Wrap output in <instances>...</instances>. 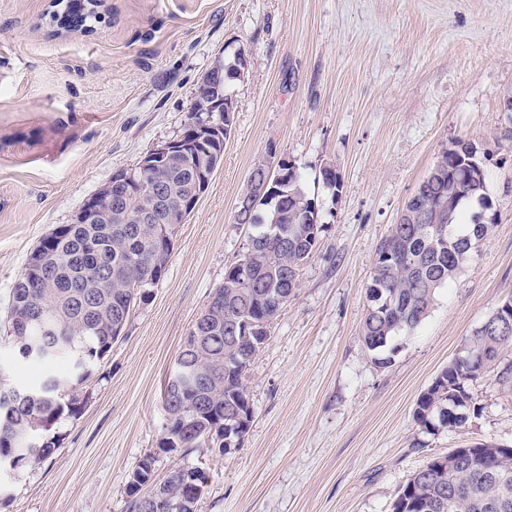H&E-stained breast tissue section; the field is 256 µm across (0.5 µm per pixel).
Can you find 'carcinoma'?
Instances as JSON below:
<instances>
[{
  "label": "carcinoma",
  "instance_id": "obj_1",
  "mask_svg": "<svg viewBox=\"0 0 512 512\" xmlns=\"http://www.w3.org/2000/svg\"><path fill=\"white\" fill-rule=\"evenodd\" d=\"M185 139L188 155L153 169L134 187L129 200L133 213L161 214L150 199L158 183L178 193L193 182L202 165L209 166V177L218 169L224 137L214 134L203 140L189 125ZM486 177L478 148L458 140L441 151L412 194L407 215L392 225L376 250L367 286L370 304L360 329L369 351L384 352L394 336L418 326L433 308L437 290L469 260L474 241L488 234L491 225L485 216L493 209V200ZM467 216L472 233H456L454 226ZM236 220L255 228V253L242 256L225 271L223 317L206 326L192 325L176 355L164 405L180 394L193 404V419L169 423L166 439L174 450L204 447L200 432L213 425L227 431L229 442L223 447L214 443L209 449L224 453L241 444L251 422L243 370L268 339V332L254 328L280 315L325 230L297 166L285 169L271 205L238 213ZM157 227L154 220L140 219L129 224H64L45 236L36 249L45 255L46 271L56 276L61 288L48 293L36 287L38 272L25 266L6 310L28 317L25 328L7 333L16 355L22 359L31 351L37 363H57L72 385L85 383L117 339L112 323L134 308L127 292L129 280H146L166 269L172 247L158 244ZM43 308L54 312V320L37 318ZM192 336L201 337L204 347L190 345ZM468 341L480 352L478 362H452L417 400L415 419L428 431L465 426L470 413L478 410L470 392L477 379L491 373L500 385L512 389V363L502 360L512 349V334L504 337L481 326ZM64 392L55 373L29 387L0 384V463L12 460L20 469L53 454L58 440L48 431L62 416H76L82 409L79 399L67 401ZM484 448L485 456L475 464L448 472L443 494L425 481L439 464L436 458L430 460L398 491L393 512H512V455L498 453L492 445ZM151 463L146 456L133 468V493L125 512H168L169 502L182 494L186 481L193 477L204 483L197 468L180 467L156 484Z\"/></svg>",
  "mask_w": 512,
  "mask_h": 512
}]
</instances>
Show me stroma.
<instances>
[{
    "mask_svg": "<svg viewBox=\"0 0 512 512\" xmlns=\"http://www.w3.org/2000/svg\"><path fill=\"white\" fill-rule=\"evenodd\" d=\"M51 0H0V321L27 258L113 173L180 137L213 61L245 50L224 159L167 270L58 420L53 454L1 473L0 512H123L143 457L164 481L207 472L197 512H392L430 458L512 447V390L487 376L465 427L428 432L420 394L512 296V0H105L64 32ZM487 149L496 215L428 317L375 364L360 339L379 242L441 151ZM295 163L325 230L246 373L240 447L160 446L165 383L252 230L236 206L256 164ZM334 167L342 183L322 182Z\"/></svg>",
    "mask_w": 512,
    "mask_h": 512,
    "instance_id": "obj_1",
    "label": "stroma"
}]
</instances>
